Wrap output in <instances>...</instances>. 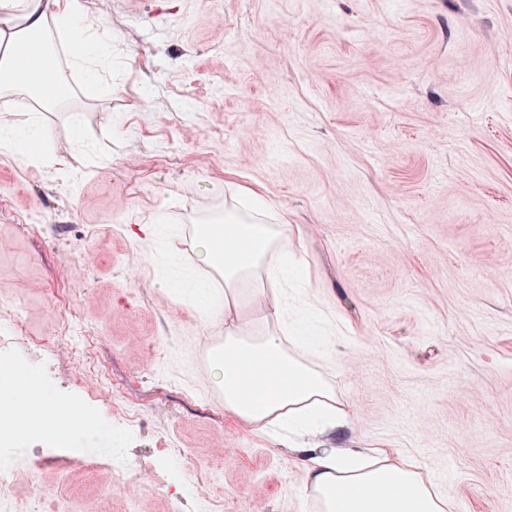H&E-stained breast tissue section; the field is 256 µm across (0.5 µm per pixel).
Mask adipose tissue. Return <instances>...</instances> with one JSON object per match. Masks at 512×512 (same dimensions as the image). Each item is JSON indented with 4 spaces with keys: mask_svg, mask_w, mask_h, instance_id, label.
I'll return each instance as SVG.
<instances>
[{
    "mask_svg": "<svg viewBox=\"0 0 512 512\" xmlns=\"http://www.w3.org/2000/svg\"><path fill=\"white\" fill-rule=\"evenodd\" d=\"M20 26H13V18ZM63 33L73 49V61L86 66L83 92L97 97L100 78L88 63L111 53L107 38L91 33L82 0H0V92L27 90L43 101L66 88L67 77L46 36ZM41 66L52 85L31 72ZM0 149L46 156V132L39 121L26 128L0 123ZM302 225L281 220L252 224L233 213L223 222L200 225L196 233L199 264L224 277L225 290L246 279L263 277L276 289L263 312L264 327L253 330L235 320L224 322V348L212 360L213 383L224 392V408L254 432L267 434L278 425L295 437L323 435L352 421L349 406L339 403L321 373L304 360L323 342L310 320L289 307L286 288L304 271ZM17 417V436H31L35 427H53L71 448H104L112 432L93 421L71 400L51 393L33 375L19 376L4 403ZM309 489L322 512H446L448 503L434 493L422 475V463L412 457H389L371 448H305L296 450Z\"/></svg>",
    "mask_w": 512,
    "mask_h": 512,
    "instance_id": "ef3b65f1",
    "label": "adipose tissue"
}]
</instances>
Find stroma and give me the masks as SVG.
<instances>
[{
  "label": "stroma",
  "mask_w": 512,
  "mask_h": 512,
  "mask_svg": "<svg viewBox=\"0 0 512 512\" xmlns=\"http://www.w3.org/2000/svg\"><path fill=\"white\" fill-rule=\"evenodd\" d=\"M84 3L112 39L100 94L0 96V122L39 117L57 158L0 151V363L112 445L34 474L51 438L18 444L9 512H47L48 488L73 512H319L292 449L226 413L201 359L271 293L207 314L167 282L223 292L193 241L246 188L307 230L290 299L331 341L306 361L355 411L318 447L417 458L450 512H512V0ZM160 221L172 246L144 262Z\"/></svg>",
  "instance_id": "35a3bbf8"
}]
</instances>
